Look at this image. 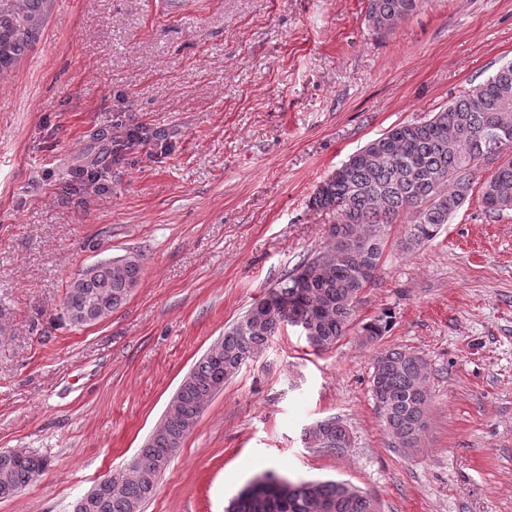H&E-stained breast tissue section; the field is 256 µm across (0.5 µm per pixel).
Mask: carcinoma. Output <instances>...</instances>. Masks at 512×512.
Segmentation results:
<instances>
[{"instance_id":"carcinoma-1","label":"carcinoma","mask_w":512,"mask_h":512,"mask_svg":"<svg viewBox=\"0 0 512 512\" xmlns=\"http://www.w3.org/2000/svg\"><path fill=\"white\" fill-rule=\"evenodd\" d=\"M48 0H0V80L28 49L40 30ZM427 0H367V20L384 30L396 20L421 12ZM362 150L342 170L319 183L309 199L316 210H331L337 222L328 231L321 252L345 249L321 275L314 277L297 299L294 314L308 316L318 307L324 313L316 323L321 349L335 346L354 323L365 288L374 284L388 244L391 224L411 216L400 246L413 251L436 237L439 229L464 204L474 183H479L481 204L490 216L512 212V62L488 78L471 83L448 105L419 120L398 123ZM491 171L480 178L481 162ZM317 256L302 261L285 274L275 290L294 294L297 275L309 270ZM136 256L121 259V267L98 266L89 277H79L66 288L63 307L77 315L103 313L121 307L140 279ZM391 316L384 312L361 327V335L378 342L387 332ZM283 320L241 317L224 330L220 359L203 356L191 370L192 381L180 390L177 415L169 420L167 435L178 442L186 427L197 425L202 406L224 389L269 344ZM429 368L418 354L388 347L374 356L370 390L384 428L395 448H416L427 427L430 396ZM315 436L325 451H348L347 427L336 418L320 421ZM166 441H147L137 452L152 462L164 454ZM46 460L26 451L0 453V498H8L33 480ZM160 473L130 468L89 497L84 512H141L156 490ZM375 512L373 499L344 481H311L292 488L238 497L232 512Z\"/></svg>"}]
</instances>
